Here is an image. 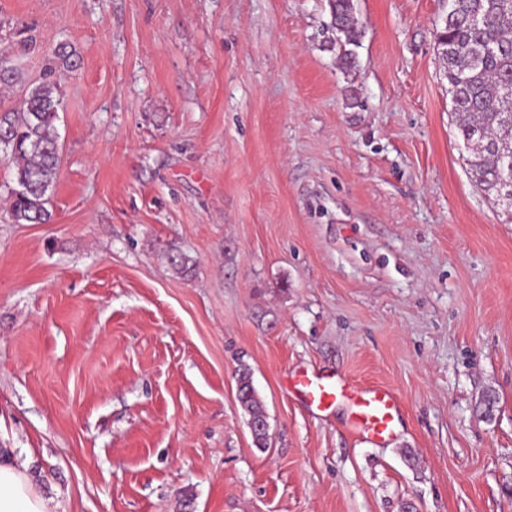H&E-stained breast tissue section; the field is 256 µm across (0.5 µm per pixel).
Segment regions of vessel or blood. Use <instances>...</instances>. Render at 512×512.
Listing matches in <instances>:
<instances>
[{
    "mask_svg": "<svg viewBox=\"0 0 512 512\" xmlns=\"http://www.w3.org/2000/svg\"><path fill=\"white\" fill-rule=\"evenodd\" d=\"M289 387L307 406L326 410L337 401L351 407L352 425L373 444L394 439L401 419V404L393 389L386 386H357L345 374L303 371L292 376Z\"/></svg>",
    "mask_w": 512,
    "mask_h": 512,
    "instance_id": "vessel-or-blood-1",
    "label": "vessel or blood"
}]
</instances>
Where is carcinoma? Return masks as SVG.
I'll return each mask as SVG.
<instances>
[{
    "label": "carcinoma",
    "instance_id": "1",
    "mask_svg": "<svg viewBox=\"0 0 512 512\" xmlns=\"http://www.w3.org/2000/svg\"><path fill=\"white\" fill-rule=\"evenodd\" d=\"M451 7L436 29L439 59L448 79L451 112L463 140L471 177L493 200L512 212V0H449ZM340 59L355 63L352 47L362 32L354 0H332ZM48 71L29 89L23 109L0 113V150L12 164L16 187L9 216L15 224H48L47 208L59 170L56 121L61 105L58 85ZM172 270L186 275L191 259L169 254ZM237 397L248 424L263 421L264 410L251 372L237 374Z\"/></svg>",
    "mask_w": 512,
    "mask_h": 512
}]
</instances>
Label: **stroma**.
Returning a JSON list of instances; mask_svg holds the SVG:
<instances>
[{"mask_svg":"<svg viewBox=\"0 0 512 512\" xmlns=\"http://www.w3.org/2000/svg\"><path fill=\"white\" fill-rule=\"evenodd\" d=\"M330 2L0 0L35 40L0 112L78 60L51 223L0 158V448L49 512H512V216L462 156L448 0H354L350 68ZM299 370L393 388L395 439ZM237 397L248 413V425L263 422L265 416L263 405L258 398V394L253 386L251 372L248 368L243 367L238 370L237 374Z\"/></svg>","mask_w":512,"mask_h":512,"instance_id":"35a3bbf8","label":"stroma"}]
</instances>
